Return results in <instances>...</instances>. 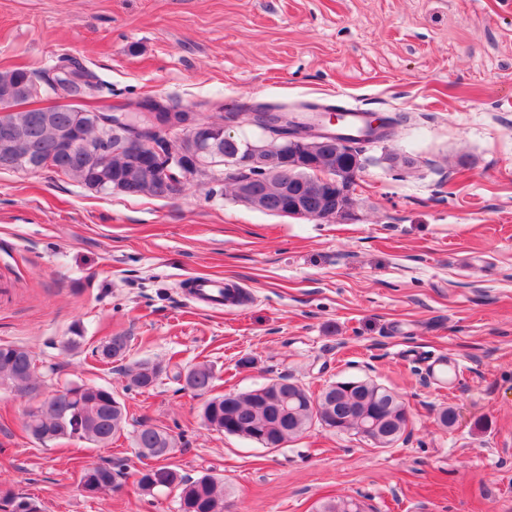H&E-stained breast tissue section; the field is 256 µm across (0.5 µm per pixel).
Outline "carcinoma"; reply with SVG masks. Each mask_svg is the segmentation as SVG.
Returning a JSON list of instances; mask_svg holds the SVG:
<instances>
[{"mask_svg": "<svg viewBox=\"0 0 512 512\" xmlns=\"http://www.w3.org/2000/svg\"><path fill=\"white\" fill-rule=\"evenodd\" d=\"M60 62L78 69L83 81L78 85L53 84L24 68L0 70V132L20 127L28 135L27 148L41 161L53 163L52 172L86 187L94 178L109 179V191L129 196L161 198L163 190L147 180L145 173L128 156L112 145L102 143L100 159L81 160L65 156L57 130L68 128L88 137L98 134L97 116L118 119L131 112V102L93 105L102 96L105 84L73 57ZM51 93L64 100L49 107L52 123L33 125L35 109L20 105ZM248 171L233 166L224 168V184L233 192L248 179ZM128 337L113 336L92 350L97 361L110 364L125 359ZM36 364L30 350L15 344H0V388L24 396L37 389L33 372ZM166 368L149 359L124 368L127 388L146 391L156 386ZM172 378L183 387L205 395L214 386L213 368L199 363L187 369L175 367ZM127 409L112 389L90 383L74 384L51 392L47 400L25 412V427L35 441L45 444L57 439H73L108 445L127 423ZM203 424L241 439L257 442L263 448H280L318 425L338 434L358 435L369 427L370 442L377 448H390L407 430V408L401 396L375 383L360 379L339 381L313 393L286 377L271 380L246 392L226 393L208 399L202 407ZM134 445L143 458L164 460L175 447L166 430L148 424L134 431ZM126 475L124 465L91 464L82 469V489L92 495L117 489ZM138 484L149 495L161 491L176 493L179 512H224V481L211 474L190 478L167 465H149L139 471ZM357 500L340 497L318 504L316 512H355ZM0 512H41L34 498L11 488H0Z\"/></svg>", "mask_w": 512, "mask_h": 512, "instance_id": "carcinoma-1", "label": "carcinoma"}]
</instances>
